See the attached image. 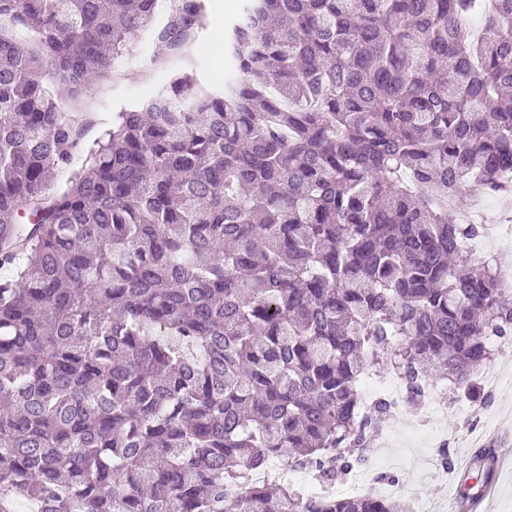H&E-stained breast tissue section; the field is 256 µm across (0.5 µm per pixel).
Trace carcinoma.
Instances as JSON below:
<instances>
[{"label":"carcinoma","instance_id":"obj_1","mask_svg":"<svg viewBox=\"0 0 512 512\" xmlns=\"http://www.w3.org/2000/svg\"><path fill=\"white\" fill-rule=\"evenodd\" d=\"M156 2L0 0V512H403L250 475L336 481L390 416L366 372L469 389L512 329L448 209L505 191L512 0H243L222 87L177 74L86 149L57 88ZM206 18L174 0L155 38Z\"/></svg>","mask_w":512,"mask_h":512}]
</instances>
